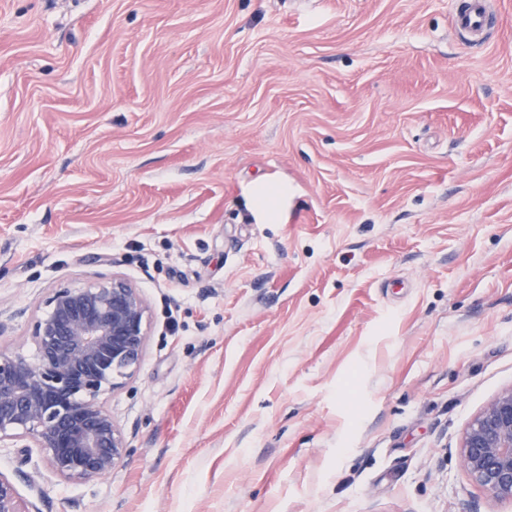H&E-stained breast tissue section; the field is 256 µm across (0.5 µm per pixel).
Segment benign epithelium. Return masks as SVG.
Instances as JSON below:
<instances>
[{"mask_svg":"<svg viewBox=\"0 0 512 512\" xmlns=\"http://www.w3.org/2000/svg\"><path fill=\"white\" fill-rule=\"evenodd\" d=\"M146 335V301L121 277L55 291L35 324L39 360L0 351V439L32 437L66 479L112 473L127 444L100 397L137 368ZM460 461L476 485L512 504V388L466 429ZM0 512H27L1 474Z\"/></svg>","mask_w":512,"mask_h":512,"instance_id":"obj_1","label":"benign epithelium"}]
</instances>
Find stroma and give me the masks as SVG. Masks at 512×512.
Wrapping results in <instances>:
<instances>
[{"mask_svg": "<svg viewBox=\"0 0 512 512\" xmlns=\"http://www.w3.org/2000/svg\"><path fill=\"white\" fill-rule=\"evenodd\" d=\"M455 8L0 0V350L148 306L111 474L0 441L27 512H512L459 462L512 388V0ZM455 26L472 35H478L488 26V0H466L454 16Z\"/></svg>", "mask_w": 512, "mask_h": 512, "instance_id": "1", "label": "stroma"}]
</instances>
